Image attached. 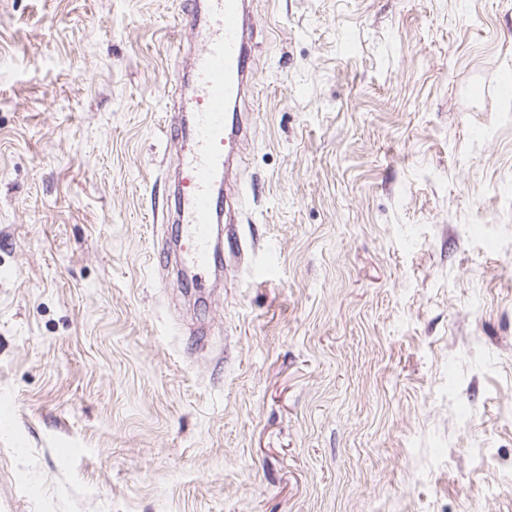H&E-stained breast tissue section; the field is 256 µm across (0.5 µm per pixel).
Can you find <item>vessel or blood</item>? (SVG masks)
Listing matches in <instances>:
<instances>
[{"instance_id": "b4317fda", "label": "vessel or blood", "mask_w": 512, "mask_h": 512, "mask_svg": "<svg viewBox=\"0 0 512 512\" xmlns=\"http://www.w3.org/2000/svg\"><path fill=\"white\" fill-rule=\"evenodd\" d=\"M183 14L181 25L197 47L178 103L187 118L162 128L180 147L166 221L180 226L181 262L201 288L216 261L214 226L228 205L223 184L233 163L231 145L247 137L240 105L254 80L251 43L257 28L247 0H184Z\"/></svg>"}]
</instances>
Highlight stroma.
Masks as SVG:
<instances>
[{"label":"stroma","instance_id":"obj_1","mask_svg":"<svg viewBox=\"0 0 512 512\" xmlns=\"http://www.w3.org/2000/svg\"><path fill=\"white\" fill-rule=\"evenodd\" d=\"M250 3L203 301L182 0H0V512H512V0Z\"/></svg>","mask_w":512,"mask_h":512}]
</instances>
